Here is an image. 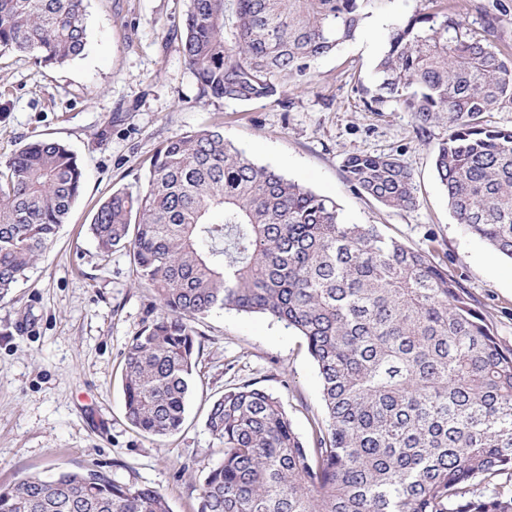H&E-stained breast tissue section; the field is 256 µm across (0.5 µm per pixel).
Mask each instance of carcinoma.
I'll use <instances>...</instances> for the list:
<instances>
[{"label": "carcinoma", "instance_id": "carcinoma-1", "mask_svg": "<svg viewBox=\"0 0 512 512\" xmlns=\"http://www.w3.org/2000/svg\"><path fill=\"white\" fill-rule=\"evenodd\" d=\"M369 0H190L181 49L206 96L277 98L309 84L316 61L353 40ZM428 6L393 22L375 67L373 112H409L417 131L448 113L434 168L457 223L512 259V53L467 14ZM87 44L85 0H0V53L63 65ZM358 194L413 209L417 187L393 153L343 161ZM76 155L56 139L0 165V301L53 243L83 191ZM102 257L129 250L163 313L133 337L124 369L128 421L162 438L184 421L200 344L215 309L266 315L304 336L325 419L312 446L281 402L252 384L210 404L224 445L198 512H512V349L429 252L348 224L336 203L256 163L217 128L163 142L146 187L118 189L90 225ZM489 486L470 495L473 482ZM0 512H171L158 491L100 470L0 486Z\"/></svg>", "mask_w": 512, "mask_h": 512}]
</instances>
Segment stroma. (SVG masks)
Segmentation results:
<instances>
[{"mask_svg":"<svg viewBox=\"0 0 512 512\" xmlns=\"http://www.w3.org/2000/svg\"><path fill=\"white\" fill-rule=\"evenodd\" d=\"M472 28L500 11L492 42L512 51V0H458ZM425 0H370L356 38L317 61L287 104L202 94L177 36L189 0H86L87 46L69 63L42 66L0 55V163L51 137L84 170L81 196L50 248L0 302V485L33 474L98 469L146 485L171 512H196L207 471L224 447L206 427L212 399L252 383L277 397L301 438L324 414L316 365L303 336L261 314L217 309L200 319L201 349L179 432L142 434L125 416L127 347L149 321L152 289L138 285L127 249L102 258L89 226L113 191L142 189L165 140L215 125L255 162L335 201L351 224H375L406 246L434 250L472 296L494 336L512 347V260L469 235L448 210L433 159L448 136L440 118L417 134L410 113L369 111L383 34ZM398 153L418 204L385 207L357 194L342 165L352 153Z\"/></svg>","mask_w":512,"mask_h":512,"instance_id":"1","label":"stroma"}]
</instances>
